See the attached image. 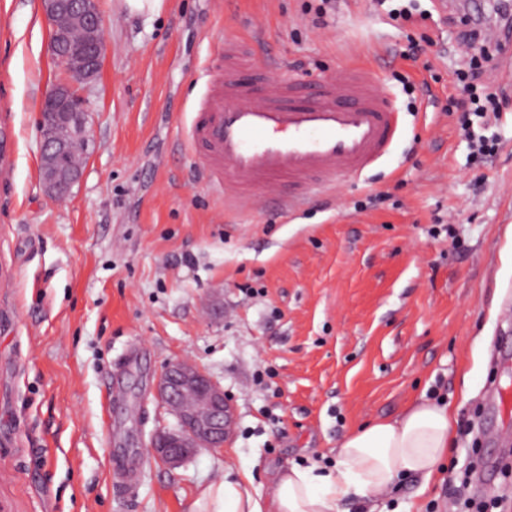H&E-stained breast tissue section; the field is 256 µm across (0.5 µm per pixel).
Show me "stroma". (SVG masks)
Returning <instances> with one entry per match:
<instances>
[{
    "mask_svg": "<svg viewBox=\"0 0 512 512\" xmlns=\"http://www.w3.org/2000/svg\"><path fill=\"white\" fill-rule=\"evenodd\" d=\"M317 4L165 0L149 17L99 0L83 176L54 199L39 117L64 73L40 0H0V131L13 143L0 170V512H190L228 468L266 496L277 471L331 467L344 435L423 397L451 405L455 440L398 501L512 512V472L476 496L462 485L512 438V414L489 400L512 391V362H492L512 355V79L484 77L504 103L474 122L495 142L479 159L444 111L462 65L456 0H336L319 27ZM402 7L409 19H393ZM258 27L302 79L376 71L404 119L383 162L288 216L225 208L182 148L202 69ZM412 40L428 43L414 61ZM374 189L383 202L356 211ZM176 359L218 381L235 416L223 448L173 468L148 449L175 423L155 385ZM118 441L144 453L124 492Z\"/></svg>",
    "mask_w": 512,
    "mask_h": 512,
    "instance_id": "obj_1",
    "label": "stroma"
}]
</instances>
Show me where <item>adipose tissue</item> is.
<instances>
[{
  "label": "adipose tissue",
  "mask_w": 512,
  "mask_h": 512,
  "mask_svg": "<svg viewBox=\"0 0 512 512\" xmlns=\"http://www.w3.org/2000/svg\"><path fill=\"white\" fill-rule=\"evenodd\" d=\"M454 422L450 406L418 400L396 418L347 434L335 470L291 466L276 475L265 498L251 474L228 470L200 493L191 512H344L350 500L363 512H379L380 498L395 491L401 476L432 477L448 453Z\"/></svg>",
  "instance_id": "obj_1"
}]
</instances>
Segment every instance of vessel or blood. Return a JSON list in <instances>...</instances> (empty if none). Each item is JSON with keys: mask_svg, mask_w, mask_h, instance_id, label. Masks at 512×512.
I'll return each instance as SVG.
<instances>
[{"mask_svg": "<svg viewBox=\"0 0 512 512\" xmlns=\"http://www.w3.org/2000/svg\"><path fill=\"white\" fill-rule=\"evenodd\" d=\"M257 61L252 42L228 40L195 105L185 150L226 205H271L287 214L358 177L387 156L401 114L377 75H334L269 83L283 69Z\"/></svg>", "mask_w": 512, "mask_h": 512, "instance_id": "vessel-or-blood-1", "label": "vessel or blood"}]
</instances>
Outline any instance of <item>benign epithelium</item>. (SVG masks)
<instances>
[{"instance_id": "obj_1", "label": "benign epithelium", "mask_w": 512, "mask_h": 512, "mask_svg": "<svg viewBox=\"0 0 512 512\" xmlns=\"http://www.w3.org/2000/svg\"><path fill=\"white\" fill-rule=\"evenodd\" d=\"M50 26L52 54L66 79L46 92L52 102L41 113L40 174L54 198L67 196L81 180L83 165L65 163L71 144L88 138V115L78 88L95 80L103 60V19L97 0H41ZM157 394L176 425L151 438L154 455L171 467L203 449L224 447L233 409L224 388L198 367L184 361L167 364Z\"/></svg>"}]
</instances>
